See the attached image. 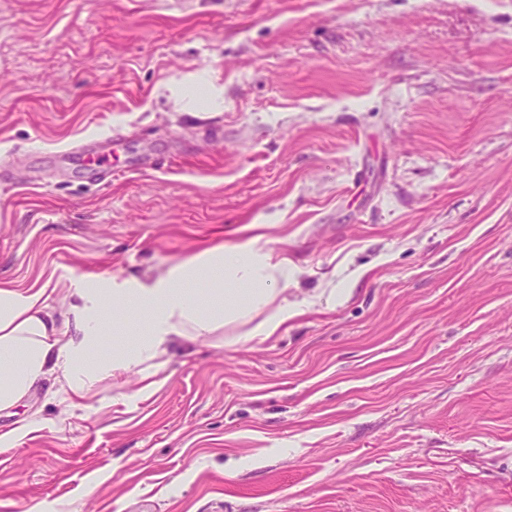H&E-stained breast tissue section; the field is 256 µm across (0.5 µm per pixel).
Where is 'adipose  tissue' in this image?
Masks as SVG:
<instances>
[{"mask_svg": "<svg viewBox=\"0 0 512 512\" xmlns=\"http://www.w3.org/2000/svg\"><path fill=\"white\" fill-rule=\"evenodd\" d=\"M294 276L287 258H272L250 240L203 249L148 279L74 269L26 288L0 280V411L22 405L50 377L80 400L106 379L133 375L135 398L148 399L171 348L191 347L231 324L266 339L319 304L316 295L299 302L283 297L282 286ZM62 293L69 305L60 313L54 302ZM116 307L142 313L144 328L112 321ZM110 333L122 341L100 356Z\"/></svg>", "mask_w": 512, "mask_h": 512, "instance_id": "1", "label": "adipose tissue"}]
</instances>
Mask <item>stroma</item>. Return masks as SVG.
<instances>
[{
  "mask_svg": "<svg viewBox=\"0 0 512 512\" xmlns=\"http://www.w3.org/2000/svg\"><path fill=\"white\" fill-rule=\"evenodd\" d=\"M257 233L335 302L38 385L0 512H512V0H0L1 280ZM201 91V94L199 92ZM182 98L186 99L188 104L199 111H205L218 104L222 99L223 88H216L207 80L197 78L185 83L178 89Z\"/></svg>",
  "mask_w": 512,
  "mask_h": 512,
  "instance_id": "1",
  "label": "stroma"
}]
</instances>
